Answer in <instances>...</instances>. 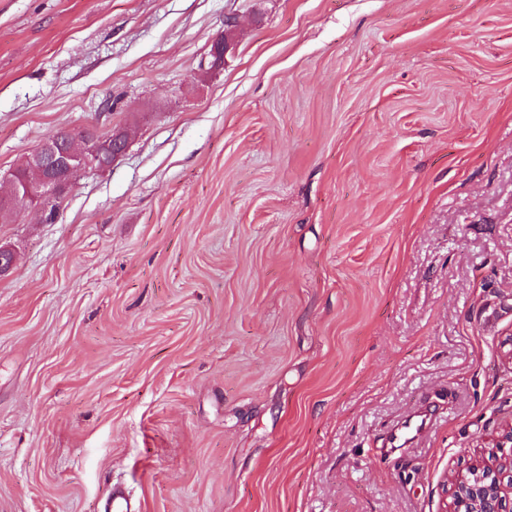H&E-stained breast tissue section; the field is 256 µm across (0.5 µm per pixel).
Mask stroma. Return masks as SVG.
Masks as SVG:
<instances>
[{
    "label": "stroma",
    "mask_w": 512,
    "mask_h": 512,
    "mask_svg": "<svg viewBox=\"0 0 512 512\" xmlns=\"http://www.w3.org/2000/svg\"><path fill=\"white\" fill-rule=\"evenodd\" d=\"M88 125L0 222V512H449L512 459V0H0V172ZM79 139L74 149H69L65 164L62 170H55L39 179L25 181L19 170L13 169L7 173L0 174V182H6L8 188L23 185V195L19 193H0V213L4 210L19 207L18 201L22 197V207L33 209L39 212L45 210L54 200L65 198L74 184V176L85 171H105L112 166L101 158L103 152V141L91 129H84L83 132L74 136ZM100 164H96L97 161ZM63 200L53 202L45 210L46 219L52 221L60 209ZM433 422L432 413L423 408L399 422L391 431L390 448H405L413 444Z\"/></svg>",
    "instance_id": "35a3bbf8"
}]
</instances>
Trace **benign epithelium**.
Returning a JSON list of instances; mask_svg holds the SVG:
<instances>
[{
	"instance_id": "benign-epithelium-1",
	"label": "benign epithelium",
	"mask_w": 512,
	"mask_h": 512,
	"mask_svg": "<svg viewBox=\"0 0 512 512\" xmlns=\"http://www.w3.org/2000/svg\"><path fill=\"white\" fill-rule=\"evenodd\" d=\"M234 48L233 36L224 34L211 49L213 61L220 63ZM77 144L68 151L63 169L39 179L26 181L17 169L0 174V182L10 187L23 185V194L1 192L0 213L18 206L42 211L55 200L65 198L74 184V176L85 171H105L111 164L101 160L103 141L91 129L75 135ZM453 509L450 512H512V460L505 467L492 466L484 461L455 478Z\"/></svg>"
}]
</instances>
